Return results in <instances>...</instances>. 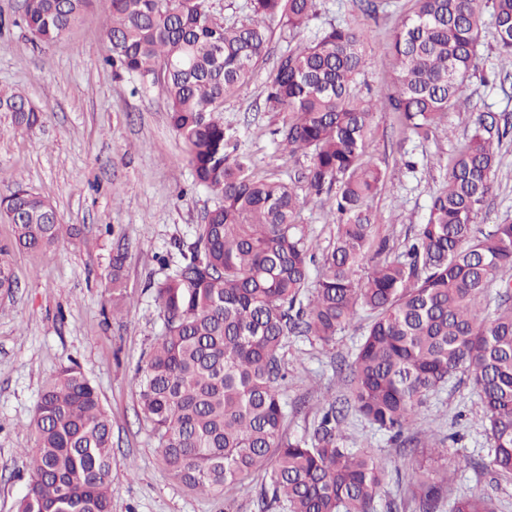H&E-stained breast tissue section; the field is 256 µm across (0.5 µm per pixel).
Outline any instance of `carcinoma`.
<instances>
[{"instance_id":"1","label":"carcinoma","mask_w":512,"mask_h":512,"mask_svg":"<svg viewBox=\"0 0 512 512\" xmlns=\"http://www.w3.org/2000/svg\"><path fill=\"white\" fill-rule=\"evenodd\" d=\"M112 0L104 47L112 66L161 86L171 127L182 140L193 184L216 203L181 259L149 284L163 331L138 369V402L161 460L180 483L203 494L234 487L263 471L264 504L288 512H373L385 472L366 448H348L344 406L401 440L430 393L458 372L476 391L491 443L490 465L512 474V304L490 306L489 288L512 278V223L489 233L474 223L495 175L492 129L479 118L448 161L423 224L391 258L375 239L370 202L382 183L367 155L377 100L363 93L368 31L343 25L292 45L317 16V0H248L246 23L216 18L207 0ZM91 0H24V22L39 41L62 40ZM498 57L512 69V0H492ZM286 48L266 85V102L283 113L274 135L291 155L309 158L306 196L336 190V234L311 275L312 246L297 223L292 183L261 175L224 125V99L249 81L273 36ZM485 21L481 0H415L388 45L398 94L390 101L417 135L468 102ZM19 130L40 123L32 104L11 112ZM12 225L0 245V287L17 286L12 255L47 252L76 233L57 222L53 202L18 183L0 198ZM125 252L112 256V315L125 298ZM367 277L358 276L366 265ZM368 323L339 368L347 388L325 400L313 432L287 438L285 349L288 336L336 338L360 313ZM34 447L22 451L31 481L18 512H112V422L97 388L72 364L47 383L30 424ZM422 512H440L447 474L419 466L407 474ZM451 512H494L473 493Z\"/></svg>"}]
</instances>
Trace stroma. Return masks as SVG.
<instances>
[{
	"label": "stroma",
	"instance_id": "obj_1",
	"mask_svg": "<svg viewBox=\"0 0 512 512\" xmlns=\"http://www.w3.org/2000/svg\"><path fill=\"white\" fill-rule=\"evenodd\" d=\"M22 0H0V91L25 96L42 114L29 131L14 129L0 112V197L15 183L49 197L62 224L76 237L42 254L14 257L18 286L0 295V512H18L31 479L21 458L32 447L29 422L45 385L64 365L78 364L97 386L112 421V512H282L261 504L262 474L216 495L179 483L165 468L137 404V365L162 331L160 310L147 291L149 278H163L156 255L173 241L191 245L194 230L214 197L193 189L180 138L168 124L160 85H141L116 73L104 60V24L112 0H92L78 24L60 42L36 44L23 25ZM414 0H382L369 16L361 0H320L312 24L367 28L368 57L361 74L381 104L368 155L384 163L383 186L373 201L378 237L401 252L414 238L433 193L448 174V158L486 112L512 118V73L499 69L492 26L482 32L477 71L465 88L469 105L449 110L447 120L421 137L406 129L389 105L398 91L387 46ZM284 44L272 37L246 85L224 103V121L235 127L257 170L294 178L307 160L290 156L273 140L280 113L265 106V85ZM332 199L307 201L298 221L315 252L335 230ZM512 221V135L496 153V178L476 225L489 231ZM125 249L126 303L110 311L112 253ZM366 319L339 332L333 342L289 337L285 360L289 400L283 430L298 438L312 432L323 398L344 395L335 372L360 340ZM481 404L466 375L453 376L422 405L409 431L416 453L348 412L341 430L350 448L370 449L387 477L375 512H419L405 473L430 464V446L445 441L442 463L452 479L449 499L478 492L495 512H512V479L476 470L490 445L480 421Z\"/></svg>",
	"mask_w": 512,
	"mask_h": 512
}]
</instances>
